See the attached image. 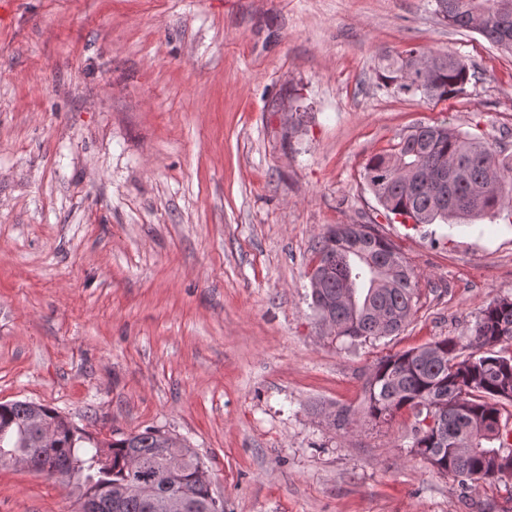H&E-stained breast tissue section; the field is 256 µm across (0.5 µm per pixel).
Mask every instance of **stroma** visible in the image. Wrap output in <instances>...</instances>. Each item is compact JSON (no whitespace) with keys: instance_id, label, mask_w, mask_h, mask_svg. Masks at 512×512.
<instances>
[{"instance_id":"1","label":"stroma","mask_w":512,"mask_h":512,"mask_svg":"<svg viewBox=\"0 0 512 512\" xmlns=\"http://www.w3.org/2000/svg\"><path fill=\"white\" fill-rule=\"evenodd\" d=\"M434 0H8L0 6V403L100 443L183 440L224 512H512L367 416L383 358L469 338L512 298V224H397L363 180L419 124L512 155V52ZM421 47L475 68L438 103L382 87ZM368 224L417 276L397 334L334 338L308 272ZM349 422L333 425L335 411ZM77 477L0 466V512H78Z\"/></svg>"}]
</instances>
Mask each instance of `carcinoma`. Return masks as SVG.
Masks as SVG:
<instances>
[{
    "mask_svg": "<svg viewBox=\"0 0 512 512\" xmlns=\"http://www.w3.org/2000/svg\"><path fill=\"white\" fill-rule=\"evenodd\" d=\"M435 14L448 25L476 32L512 50V0H435ZM385 87L397 94L439 102L462 93L475 74L450 52L412 48L383 67ZM363 179L387 213L416 224H446L512 213V155L445 123L417 125L383 154L371 157ZM318 267L311 278L312 308L336 324L335 337L379 339L399 332L416 304L417 276L387 239L367 224H339L327 230L315 250ZM512 299L492 301L481 312L469 345L490 347L462 359L459 343L445 338L389 355L379 361L367 383V414L385 418L405 407L414 411L413 444L433 453L456 444L475 448L460 460L448 456L443 471L477 480L489 456L502 451V410L512 404ZM439 415L438 430L424 425ZM56 425L50 448H38L33 415ZM170 437L158 430L129 434L99 454V443L55 411L35 403L0 404V456L36 457L49 473L83 478L82 498L119 493L134 479L154 481L164 474L163 449ZM172 492L188 501L185 512H213L211 482L195 453L169 478ZM120 512H162L147 498L125 499Z\"/></svg>",
    "mask_w": 512,
    "mask_h": 512,
    "instance_id": "1",
    "label": "carcinoma"
}]
</instances>
